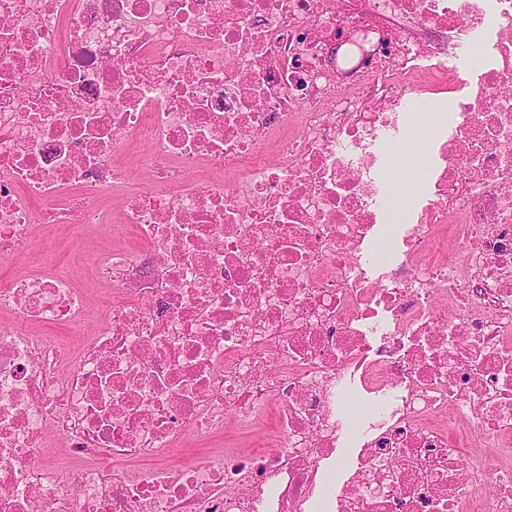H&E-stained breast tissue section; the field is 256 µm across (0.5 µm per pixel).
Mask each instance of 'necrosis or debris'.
Listing matches in <instances>:
<instances>
[{"label":"necrosis or debris","mask_w":512,"mask_h":512,"mask_svg":"<svg viewBox=\"0 0 512 512\" xmlns=\"http://www.w3.org/2000/svg\"><path fill=\"white\" fill-rule=\"evenodd\" d=\"M0 263V512H512V0H0ZM394 133L387 134L380 143L376 152L379 157V171L381 174V192L382 195L388 194L391 190L392 182L396 181L400 176L393 170L390 164V154L392 150V139ZM369 261L363 264L365 276L373 282L384 280L385 273L405 260L402 248L384 244L381 232L373 235L364 244ZM382 251H384L383 254ZM367 431L368 423L365 421L363 424L357 427V439L355 443H359V441L365 435H367ZM355 443H353L352 437L344 435L341 436L337 442L336 448V471H334V468H332L333 460H326L322 464L327 480H334V477L335 480H337L338 478L342 477L346 471V468H348L353 463L359 451V448H354V446H356ZM338 463H342L344 466L343 470L339 471V468L337 467Z\"/></svg>","instance_id":"4bbe7bcc"}]
</instances>
